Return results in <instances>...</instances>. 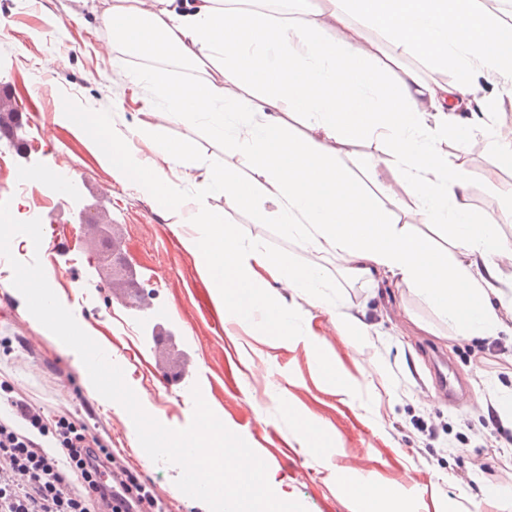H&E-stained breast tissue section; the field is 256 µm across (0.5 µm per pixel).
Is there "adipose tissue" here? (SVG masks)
Segmentation results:
<instances>
[{"mask_svg":"<svg viewBox=\"0 0 512 512\" xmlns=\"http://www.w3.org/2000/svg\"><path fill=\"white\" fill-rule=\"evenodd\" d=\"M274 2V9L258 12L224 0H114L104 22L138 54L221 69L218 82H185L158 66L130 77L154 90L164 120L205 122L253 179L217 172L186 200L163 167L182 164L188 148L163 140L154 162L113 142L104 153L113 170L170 201L175 223H182L184 206L193 205L200 215L196 233L181 243L202 255L201 274L215 303L240 319H260L276 336L294 335L303 315L273 298L257 269L311 295L322 287L323 274L258 247L243 248L235 225L206 214L204 199L213 192L230 205L252 207L259 220L280 225L312 250L334 254L354 277L382 272L417 288L467 335L504 331L505 302L496 282L503 266L512 265V245L500 238L497 217L468 204L463 170L440 144L452 139L462 152L484 131L494 160L511 167L512 129L486 125L491 105L472 103L471 83L430 82L416 69L397 67L396 57L383 55L369 33L380 31L403 52L437 65L494 69L502 45L512 44V26L483 0H329L319 11L303 8V0ZM451 103L464 105L469 116L452 128L431 126L429 114ZM288 114L301 118L303 136L290 132ZM354 139L379 147L368 168L385 205L331 161L335 144ZM389 206L406 211L411 223L448 226L452 249H431L388 223Z\"/></svg>","mask_w":512,"mask_h":512,"instance_id":"adipose-tissue-1","label":"adipose tissue"}]
</instances>
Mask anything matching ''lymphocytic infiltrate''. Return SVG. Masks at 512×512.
<instances>
[{"label":"lymphocytic infiltrate","instance_id":"obj_1","mask_svg":"<svg viewBox=\"0 0 512 512\" xmlns=\"http://www.w3.org/2000/svg\"><path fill=\"white\" fill-rule=\"evenodd\" d=\"M58 462L30 436L0 420V512H162L163 503L85 425L58 418ZM78 473L81 490L69 475Z\"/></svg>","mask_w":512,"mask_h":512}]
</instances>
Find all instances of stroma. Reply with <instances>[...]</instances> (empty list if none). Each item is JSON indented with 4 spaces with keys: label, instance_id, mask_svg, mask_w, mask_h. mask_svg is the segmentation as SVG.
Returning a JSON list of instances; mask_svg holds the SVG:
<instances>
[{
    "label": "stroma",
    "instance_id": "stroma-1",
    "mask_svg": "<svg viewBox=\"0 0 512 512\" xmlns=\"http://www.w3.org/2000/svg\"><path fill=\"white\" fill-rule=\"evenodd\" d=\"M111 3L0 0V86L9 89L19 112L39 108L20 133L26 149L0 140V201L21 170L74 185L40 246L17 237L18 260L39 258L47 270L59 266L48 282L60 302L110 353L145 410L162 424H190V389L199 386L214 413L266 462L279 498L300 501L307 512H363V503L344 496L338 483L371 480L407 501L410 512H512V423L489 419L498 398L512 394L511 334L461 335L415 288L381 274L353 278L332 254H311L279 225L259 223L253 210L231 207L214 193L206 212L236 225L242 244L296 265H317L325 277L321 308L278 282L269 284L306 312L301 338L269 337L256 323L225 330L230 316L212 300L200 255L180 242L193 225L174 226L168 202L117 179L92 132L68 118L112 108L117 137L153 120V92L128 77L150 61L114 44L102 22ZM157 123L156 139L193 147L188 177L180 183L185 196L196 194L207 173L239 168L237 156L225 152L223 140L203 122ZM461 164L474 209L496 214L512 206V167L493 168L483 135L470 140ZM104 186L111 190L105 213L97 226L83 224V211L97 205ZM105 232L144 284L148 307L125 302L122 284L104 269L94 240ZM59 239L67 249L54 250ZM12 278L10 265H0V407L12 395L43 411L47 422L61 416L84 422L150 484L169 512H209L177 488L178 466L151 463L127 412L86 388L80 362L60 352ZM340 319L359 321L363 335H341ZM159 333L172 336L184 358L178 378L157 377ZM320 356L335 364L348 391L324 377ZM442 360L459 388L452 402L440 398L435 381ZM305 422L320 429L321 447L303 441ZM484 461L490 469H481Z\"/></svg>",
    "mask_w": 512,
    "mask_h": 512
}]
</instances>
